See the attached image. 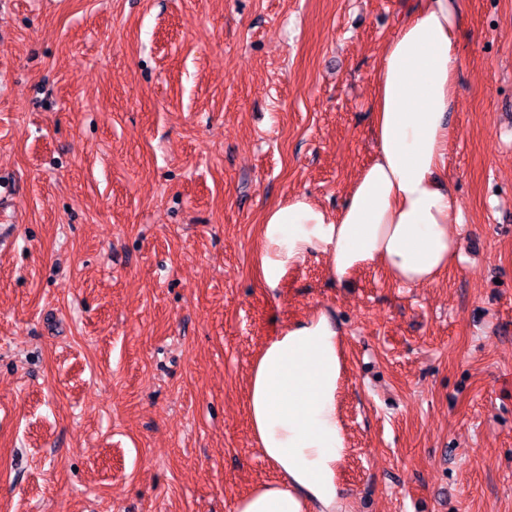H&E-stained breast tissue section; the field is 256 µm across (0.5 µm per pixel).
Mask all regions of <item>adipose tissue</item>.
<instances>
[{
  "instance_id": "1",
  "label": "adipose tissue",
  "mask_w": 512,
  "mask_h": 512,
  "mask_svg": "<svg viewBox=\"0 0 512 512\" xmlns=\"http://www.w3.org/2000/svg\"><path fill=\"white\" fill-rule=\"evenodd\" d=\"M459 0H416L388 39L374 75L376 151L338 213L307 194L272 204L259 230L256 272L271 288L307 256L342 281L377 266L399 286L436 282L452 266L462 223L447 177L450 120L461 66ZM342 343L326 312L283 327L256 358L248 414L278 473L235 512H335L347 440L337 395Z\"/></svg>"
}]
</instances>
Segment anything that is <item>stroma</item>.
<instances>
[{
	"label": "stroma",
	"mask_w": 512,
	"mask_h": 512,
	"mask_svg": "<svg viewBox=\"0 0 512 512\" xmlns=\"http://www.w3.org/2000/svg\"><path fill=\"white\" fill-rule=\"evenodd\" d=\"M412 0H0V512H234L277 473L251 367L343 334L340 512H512V0H462L435 283L255 272L271 204L331 211L374 151Z\"/></svg>",
	"instance_id": "35a3bbf8"
}]
</instances>
